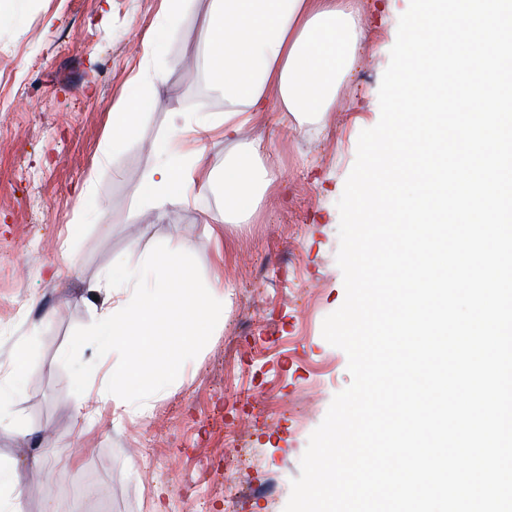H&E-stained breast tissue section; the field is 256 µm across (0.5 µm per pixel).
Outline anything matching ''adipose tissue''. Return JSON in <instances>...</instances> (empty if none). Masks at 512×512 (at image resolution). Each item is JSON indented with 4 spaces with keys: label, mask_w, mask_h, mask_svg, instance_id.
<instances>
[{
    "label": "adipose tissue",
    "mask_w": 512,
    "mask_h": 512,
    "mask_svg": "<svg viewBox=\"0 0 512 512\" xmlns=\"http://www.w3.org/2000/svg\"><path fill=\"white\" fill-rule=\"evenodd\" d=\"M188 3L163 0L133 78L135 92L110 114L113 133L125 141L136 137L139 91L153 81L151 63ZM364 38L353 0H213L202 61L224 96V111L184 121L156 140L157 163L136 188L144 207L187 205L209 189L211 177L196 144L215 127L241 135L255 113L274 104L297 122L320 120ZM272 156L271 143L258 136L246 140L242 158L225 164L224 223L249 219L276 179ZM191 249L187 238L178 249L160 248L105 274L112 302L101 312L95 334L101 351L120 353L124 361L106 373L93 365L76 377V385L98 393L97 405L78 404L77 420L94 422L108 411L117 418L146 413L154 396L179 383L173 352L197 348L223 326L224 287L217 281L198 285Z\"/></svg>",
    "instance_id": "adipose-tissue-1"
}]
</instances>
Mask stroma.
Here are the masks:
<instances>
[{"label": "stroma", "mask_w": 512, "mask_h": 512, "mask_svg": "<svg viewBox=\"0 0 512 512\" xmlns=\"http://www.w3.org/2000/svg\"><path fill=\"white\" fill-rule=\"evenodd\" d=\"M367 39L321 123L275 127L255 114L249 133L274 143L276 184L250 223L204 224L224 208L221 176L237 155L214 134L201 144L210 189L195 202L142 217L136 194L156 162L150 145L173 114L223 111L198 69L211 0H191L155 58L138 140H113L109 116L127 93L161 0H17L0 23V375L18 345L30 376L0 408V467L28 475L53 428L57 457L42 488L0 512H284L311 433L351 382L343 350L322 335L344 302L336 260L337 202L362 130L380 119L378 92L405 0H357ZM79 225L69 236L71 225ZM192 235L198 280L229 294L224 325L176 356L182 382L142 415L93 429L75 419L84 392L70 381L101 354L93 327L114 264L138 261ZM57 266L51 279L47 267ZM86 338L71 350L72 336ZM101 489L99 500L83 495Z\"/></svg>", "instance_id": "35a3bbf8"}]
</instances>
